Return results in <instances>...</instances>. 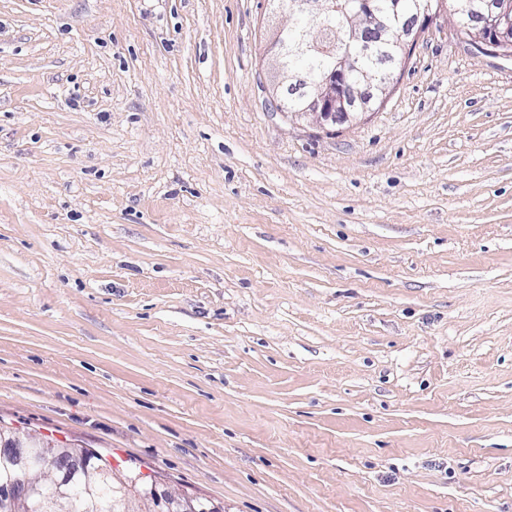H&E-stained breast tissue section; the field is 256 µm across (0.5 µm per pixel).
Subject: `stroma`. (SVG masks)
I'll list each match as a JSON object with an SVG mask.
<instances>
[{"label": "stroma", "mask_w": 512, "mask_h": 512, "mask_svg": "<svg viewBox=\"0 0 512 512\" xmlns=\"http://www.w3.org/2000/svg\"><path fill=\"white\" fill-rule=\"evenodd\" d=\"M280 0H0V428L217 512H512V57L422 34L327 133Z\"/></svg>", "instance_id": "35a3bbf8"}]
</instances>
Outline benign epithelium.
Instances as JSON below:
<instances>
[{"instance_id":"benign-epithelium-1","label":"benign epithelium","mask_w":512,"mask_h":512,"mask_svg":"<svg viewBox=\"0 0 512 512\" xmlns=\"http://www.w3.org/2000/svg\"><path fill=\"white\" fill-rule=\"evenodd\" d=\"M289 9L306 22L302 38L293 47L286 46L282 29L269 36L270 48L277 50L271 104L283 109L280 89L294 79L305 87L293 110L296 118L326 129L350 124L368 112L356 101L380 104L394 83L400 62L415 49L422 33L438 19L452 12L459 18L472 41L484 48L508 53L512 48V0H413L407 11L394 2L383 10L376 0H357L356 15L363 24L351 27V38L340 50L336 65L320 77L300 78L294 59L309 54L319 45L307 37V28L324 29V16L332 9V0H288ZM42 448L38 465L60 474L76 467L80 454L69 448H56L24 436L4 437L0 433V462L15 470L33 467L31 453ZM86 494L94 495L101 482H112V490L122 507L130 496L141 500L146 512H217L199 498L173 497L152 483L131 493L125 480L115 473L93 468L83 471ZM57 495L48 497L37 481L14 480L0 488V512H58L57 506L67 498L65 484L55 483Z\"/></svg>"}]
</instances>
